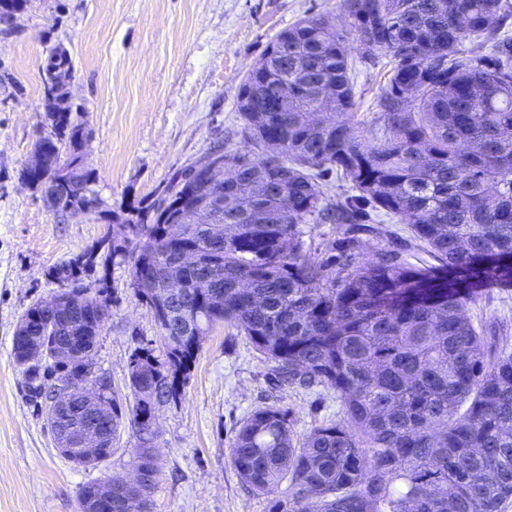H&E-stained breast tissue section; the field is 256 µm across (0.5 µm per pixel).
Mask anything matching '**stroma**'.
<instances>
[{"mask_svg":"<svg viewBox=\"0 0 512 512\" xmlns=\"http://www.w3.org/2000/svg\"><path fill=\"white\" fill-rule=\"evenodd\" d=\"M321 13L348 30L341 0H27L11 25H0V512H78L84 485L131 474L140 440L127 361L140 347L164 354L129 264L115 261L95 360L122 404L120 438L93 467L56 451L12 339L25 310L54 291V266L123 231L91 215L55 213L22 176L45 124L47 50L60 44L73 58L70 93L90 133L85 165L97 175L101 209L123 216L214 149L260 157L243 133L240 85L277 34ZM388 67L385 57L358 63L359 117L375 112ZM467 315L475 327L495 325L497 349L512 352V286L478 289ZM266 406L289 410L300 435L338 417L332 393L278 382L273 362L243 334L214 324L180 398L156 414L150 512H268L271 497H287L285 481L270 497L251 491L229 458L244 420Z\"/></svg>","mask_w":512,"mask_h":512,"instance_id":"1","label":"stroma"}]
</instances>
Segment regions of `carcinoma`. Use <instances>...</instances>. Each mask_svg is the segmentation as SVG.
<instances>
[{"label": "carcinoma", "instance_id": "1", "mask_svg": "<svg viewBox=\"0 0 512 512\" xmlns=\"http://www.w3.org/2000/svg\"><path fill=\"white\" fill-rule=\"evenodd\" d=\"M342 3L359 42L378 46L362 58H392L376 117L356 116L347 35L328 14L308 16L267 45V70L242 82L244 133L255 147L274 137L283 150L264 166L248 152H224L239 173L224 188V237L176 222L173 206L190 205L183 171L161 197L128 212L132 236L78 274L61 262L50 280L76 295L88 272L119 259L130 263L136 290L143 278L153 290L171 275L185 283L165 300L181 356L168 346L163 361L148 347L129 357L140 430V419L177 401L198 354L195 334L218 321L275 362L282 382L333 393L339 418L303 435L274 406L254 411L235 435L231 464L252 491L270 494L289 480L288 498L271 501L269 512H500L512 498V352L493 349L466 309L482 285L512 282V0ZM42 74L43 84L60 87L43 95L50 131L36 148L69 170L65 185L47 179L44 198L57 213L82 205L109 224L83 160L89 132L72 118L80 111L69 95L72 58L48 53ZM323 78L335 87L329 101L317 92ZM284 81L297 89L286 102L275 91ZM321 105L325 122L306 124L304 111ZM329 175L351 193L326 200ZM257 210L267 223L251 222ZM380 217L410 236L377 224ZM307 224H334L341 237L313 258L304 251ZM362 234L381 243L371 260L361 256ZM184 248L201 249V262L179 264ZM100 310H108L101 290L85 305L84 326L94 328ZM48 321L36 302L20 319L35 336ZM57 371L87 374L75 364H29L32 399H46ZM148 440L141 435L136 454L148 472L142 485L114 477L121 496L100 504L92 482L80 500L98 512H144L157 474ZM438 483L452 500L435 495Z\"/></svg>", "mask_w": 512, "mask_h": 512}]
</instances>
